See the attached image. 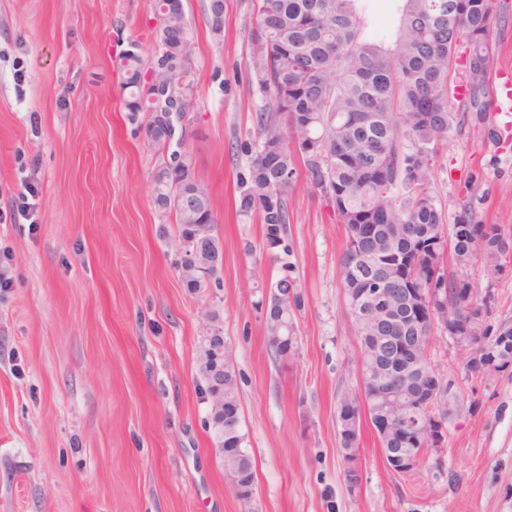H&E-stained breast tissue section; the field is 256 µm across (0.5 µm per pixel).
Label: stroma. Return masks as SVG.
<instances>
[{
  "label": "stroma",
  "mask_w": 512,
  "mask_h": 512,
  "mask_svg": "<svg viewBox=\"0 0 512 512\" xmlns=\"http://www.w3.org/2000/svg\"><path fill=\"white\" fill-rule=\"evenodd\" d=\"M156 0H0V512H512V369L468 371L467 346L434 331L445 389L441 445L408 473L360 422L361 479L343 478L337 404L360 385L341 285L345 229L298 170L288 243L300 284L297 347L277 359L265 298L278 265L236 201L257 135L254 0H183L195 37L184 121L210 191L223 266L179 276L173 214L154 203L158 158L123 107L116 58L150 55ZM445 226L495 224L512 241V138L451 129L426 185ZM488 325L512 324V254L478 269ZM218 329L238 376L250 500L214 452L200 374Z\"/></svg>",
  "instance_id": "stroma-1"
}]
</instances>
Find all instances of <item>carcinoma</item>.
<instances>
[{
    "instance_id": "obj_1",
    "label": "carcinoma",
    "mask_w": 512,
    "mask_h": 512,
    "mask_svg": "<svg viewBox=\"0 0 512 512\" xmlns=\"http://www.w3.org/2000/svg\"><path fill=\"white\" fill-rule=\"evenodd\" d=\"M389 13L395 27L394 48H384L385 36L369 29L365 0H256L257 38L253 48L254 79L263 105L256 112L259 139L244 145L254 153L248 179L243 181L239 212L263 224V246L279 264L275 292L266 301L265 321L270 348L280 355L275 337L288 342L297 336L294 310L301 305L293 265L288 262V191L298 161H303L311 185L324 194L344 224L343 253L362 248L382 268L418 261L417 277L427 282V259L408 254L412 238L428 241L442 234L443 215L426 192L434 148L456 125L483 127L489 139L502 138L495 121L484 112L468 111V100L457 105L449 96L448 75L459 49H465L462 78L469 97L483 90L487 67H472V57L489 55L488 36L504 21L496 0H401ZM194 46L154 45L149 59L136 50L120 56L128 96L124 107L131 119L146 113L173 111L172 98L149 102L141 96V81L151 67L166 61L189 71ZM280 133L281 150L273 159L267 145ZM407 140L412 152L401 151ZM160 162L154 179V202L175 213L178 239L191 232L181 224L173 197L194 188L193 160L180 159L166 143L151 144ZM403 185L411 196L400 204L394 190ZM480 240L484 265L497 267L512 243L490 226L458 224L454 254L461 255ZM219 239L211 236L198 255L197 269L186 286L200 288L213 276L212 262L222 259ZM361 354L375 366L373 377L391 375L390 357L369 339L358 336ZM215 359L204 350L201 372L207 391L224 390L225 419L210 415L216 443L231 454L224 471L239 472L240 482L254 481L253 462L240 430L236 374L224 355L215 374Z\"/></svg>"
}]
</instances>
